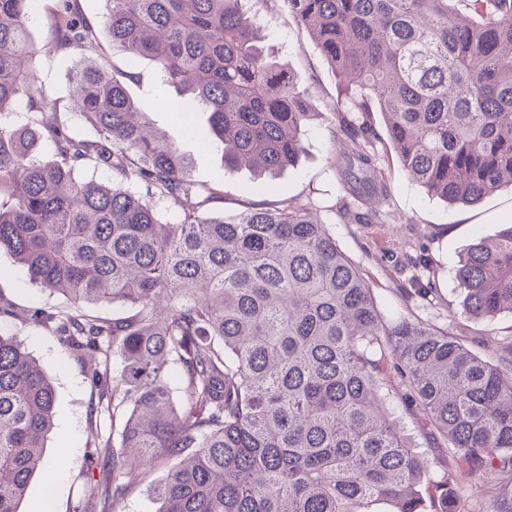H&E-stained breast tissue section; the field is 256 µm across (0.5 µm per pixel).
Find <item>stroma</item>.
Returning <instances> with one entry per match:
<instances>
[{"instance_id": "obj_1", "label": "stroma", "mask_w": 512, "mask_h": 512, "mask_svg": "<svg viewBox=\"0 0 512 512\" xmlns=\"http://www.w3.org/2000/svg\"><path fill=\"white\" fill-rule=\"evenodd\" d=\"M246 10L256 13L276 58L286 64L315 118L304 136V149L296 163L276 176L259 178L241 171L225 174L219 153L197 139L185 137L176 119L167 112L159 92L160 77L149 61H142L144 79L130 92L149 113L153 123L175 142L190 161L193 180L222 190L223 198L206 204L210 216L234 214L252 207H269L282 200L306 203L327 222L341 250L358 265L374 289L385 316L412 315L453 333L467 348L484 358L503 337L512 335V314L491 320H475L464 311V294L456 270L467 248L478 238H492L512 224V189L504 188L475 206L452 205L428 195L413 183L399 165L389 140L377 145L379 165L390 185L384 202V223L344 222L335 206L340 198L341 173L335 164L336 144L332 131L338 123L336 98L339 79L325 61L315 40L298 26L286 0H244ZM80 52L39 64L35 84L47 93L66 97L69 78ZM433 279L435 294L427 299L414 292V279ZM0 304L13 309L0 320V328L17 336L51 378L55 391L54 427L47 442L53 467L35 475L28 486L22 512H36L49 503L52 512H76L92 476L90 446L97 437L118 442L112 419L97 413L98 392L88 379L90 360L71 356L59 336L35 326L30 315L37 309H63L67 302L30 279L4 253L0 254ZM436 459V471L450 467L457 479L451 489L453 512H494V501L512 494V469L491 475L469 473L447 451L425 449ZM167 474L165 462L132 475L129 495L117 512H158L153 488Z\"/></svg>"}]
</instances>
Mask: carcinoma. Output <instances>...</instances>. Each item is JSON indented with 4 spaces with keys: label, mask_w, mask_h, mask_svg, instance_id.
I'll return each instance as SVG.
<instances>
[{
    "label": "carcinoma",
    "mask_w": 512,
    "mask_h": 512,
    "mask_svg": "<svg viewBox=\"0 0 512 512\" xmlns=\"http://www.w3.org/2000/svg\"><path fill=\"white\" fill-rule=\"evenodd\" d=\"M287 2L341 78L336 112L358 113L334 130L343 217L382 218L376 113L427 194L475 206L512 188V0ZM105 3L92 20L80 0H0V252L72 303L33 323L74 357L101 358L90 372L97 408L123 414L119 447L94 444L100 478L81 512L117 507L123 478L161 459L159 512H423L430 482L448 512L451 472L432 481V461L387 408L395 392L427 447L454 449L472 473L512 468V337L487 360L421 320L386 318L308 205L202 215L215 192L151 130L128 87L140 73L102 58L103 28L131 65H155L177 94L170 111L208 114L204 143L225 171L275 175L296 164L313 112L256 15L242 0ZM40 8L54 19L44 50L27 28ZM74 50L83 63L66 109L29 69ZM90 164L110 181L82 178ZM456 277L471 318L512 314V225L471 244ZM87 304L129 314L109 322ZM54 405L42 366L0 332V512H20L46 468Z\"/></svg>",
    "instance_id": "1"
}]
</instances>
